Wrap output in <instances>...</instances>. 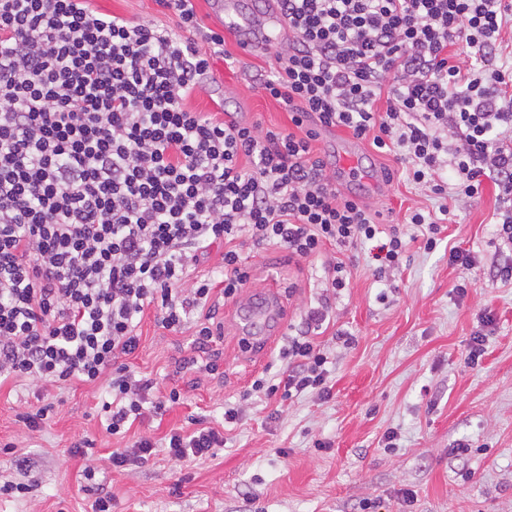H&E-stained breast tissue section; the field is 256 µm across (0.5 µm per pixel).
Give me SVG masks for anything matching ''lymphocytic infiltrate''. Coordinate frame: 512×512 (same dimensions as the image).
Instances as JSON below:
<instances>
[{"label":"lymphocytic infiltrate","mask_w":512,"mask_h":512,"mask_svg":"<svg viewBox=\"0 0 512 512\" xmlns=\"http://www.w3.org/2000/svg\"><path fill=\"white\" fill-rule=\"evenodd\" d=\"M91 2L0 0V383H104L108 434L180 402L175 389L150 402L152 378L125 358L149 309L158 327L191 330L195 350L221 337L207 306L251 280L241 236L305 260L372 241L381 269L399 267L407 240L340 193L313 147L321 130L399 154L407 179L436 196L471 198L486 180L512 195L503 0H276L290 37L260 88L285 105L288 130L188 107L225 44L201 31L192 0H156L177 15L174 31ZM216 245L219 279L192 278ZM325 319L311 309L279 351L283 378L252 390L329 397L311 336ZM223 444L202 426L170 432L165 452L185 461Z\"/></svg>","instance_id":"f902f5d3"}]
</instances>
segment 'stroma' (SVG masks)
<instances>
[{"instance_id": "obj_1", "label": "stroma", "mask_w": 512, "mask_h": 512, "mask_svg": "<svg viewBox=\"0 0 512 512\" xmlns=\"http://www.w3.org/2000/svg\"><path fill=\"white\" fill-rule=\"evenodd\" d=\"M105 15L152 21L175 28L177 19L155 0H93ZM226 56L211 61L213 81L194 95L198 112L236 113L263 128H290L289 114L258 86L274 61L270 52L244 54L226 38ZM393 181H342L386 224H405L410 211L448 221L435 250L412 243L399 268L376 277L372 244L308 260L289 258L272 245L240 241L251 271L247 288L231 299L214 294L224 335L206 352H195L190 333L158 327L146 314L137 332L138 350L128 362L155 379L153 397L181 394L163 414L146 409L124 435H110L101 412L108 395L102 384L60 387L27 380L0 386V446L10 443L31 461L27 471L0 461V482H27L22 498H0V512H92L96 492L83 476L112 494V512H512V280L496 278L512 251L496 236L499 190L484 182L472 198L444 201L401 178L395 155L377 152L370 139L355 142ZM469 251L473 269L449 264L451 250ZM346 263L347 288L328 286L325 269L333 257ZM282 299L281 332L256 354L242 346L239 313L263 301L268 285ZM466 294H458V285ZM326 303V329L315 335L331 363L329 398L307 392L288 400L250 393L256 375L279 376L280 348L304 328L307 311ZM491 309L494 321L482 326ZM485 336L478 366L466 360L475 332ZM352 343H344L343 334ZM199 368H187L190 358ZM211 363L205 371L203 363ZM51 410L37 430L23 413L38 404ZM241 418L225 424L226 407ZM222 430L223 447L191 462L157 454L147 463L112 468L113 449L140 436L161 440L170 431L192 430L195 420ZM397 435L386 446L387 432ZM86 435L99 450L86 460L71 455L73 437Z\"/></svg>"}]
</instances>
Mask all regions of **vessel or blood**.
<instances>
[{"instance_id": "1", "label": "vessel or blood", "mask_w": 512, "mask_h": 512, "mask_svg": "<svg viewBox=\"0 0 512 512\" xmlns=\"http://www.w3.org/2000/svg\"><path fill=\"white\" fill-rule=\"evenodd\" d=\"M214 7L223 14L225 28L235 33L240 49L247 53L268 46L271 31L285 25L273 0H266L262 5L257 0H216ZM339 172L347 180L369 176L361 155L350 145L339 153ZM278 309L277 295L268 294L266 304L247 309L244 321L247 327H255L267 322Z\"/></svg>"}]
</instances>
